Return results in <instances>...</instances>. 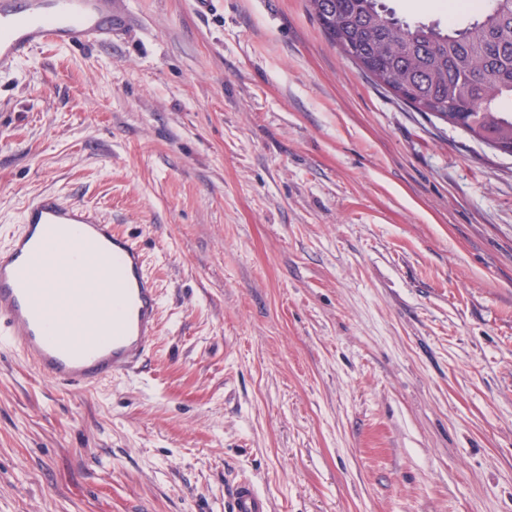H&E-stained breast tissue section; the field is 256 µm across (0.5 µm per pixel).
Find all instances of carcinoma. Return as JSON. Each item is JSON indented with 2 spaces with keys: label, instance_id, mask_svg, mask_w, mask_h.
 I'll return each mask as SVG.
<instances>
[{
  "label": "carcinoma",
  "instance_id": "obj_1",
  "mask_svg": "<svg viewBox=\"0 0 512 512\" xmlns=\"http://www.w3.org/2000/svg\"><path fill=\"white\" fill-rule=\"evenodd\" d=\"M322 31L376 86L497 150L512 148V0H457L448 28L382 0H309Z\"/></svg>",
  "mask_w": 512,
  "mask_h": 512
}]
</instances>
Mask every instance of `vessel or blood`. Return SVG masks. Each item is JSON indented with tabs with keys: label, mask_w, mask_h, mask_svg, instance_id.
Here are the masks:
<instances>
[{
	"label": "vessel or blood",
	"mask_w": 512,
	"mask_h": 512,
	"mask_svg": "<svg viewBox=\"0 0 512 512\" xmlns=\"http://www.w3.org/2000/svg\"><path fill=\"white\" fill-rule=\"evenodd\" d=\"M122 0H0V68L43 47L111 41L128 23ZM158 289L140 244L95 210L57 195L25 205L0 252V331L43 376L87 388L124 373L152 349ZM231 512H270L250 481Z\"/></svg>",
	"instance_id": "obj_1"
}]
</instances>
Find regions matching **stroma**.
I'll return each mask as SVG.
<instances>
[{"label": "stroma", "instance_id": "35a3bbf8", "mask_svg": "<svg viewBox=\"0 0 512 512\" xmlns=\"http://www.w3.org/2000/svg\"><path fill=\"white\" fill-rule=\"evenodd\" d=\"M0 70V249L43 193L135 238L147 358L0 334V512H512V156L405 106L307 0H125ZM230 512H270V502L258 492L248 480L235 484L232 492Z\"/></svg>", "mask_w": 512, "mask_h": 512}]
</instances>
